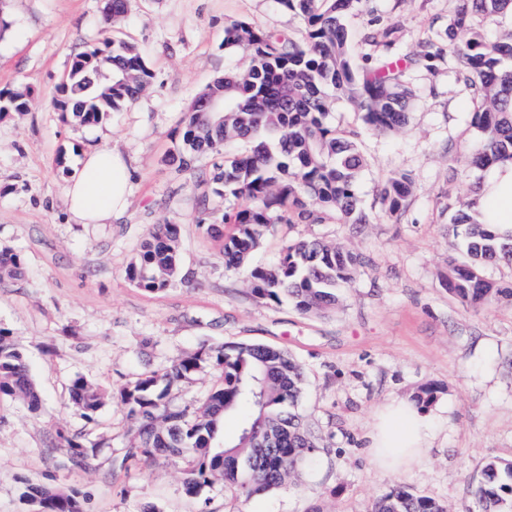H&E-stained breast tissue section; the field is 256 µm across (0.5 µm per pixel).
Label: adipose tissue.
Listing matches in <instances>:
<instances>
[{"label":"adipose tissue","mask_w":512,"mask_h":512,"mask_svg":"<svg viewBox=\"0 0 512 512\" xmlns=\"http://www.w3.org/2000/svg\"><path fill=\"white\" fill-rule=\"evenodd\" d=\"M130 172L124 157L110 148L86 152L64 187L66 210L73 224H109L128 205ZM475 209L481 223L512 231V161L498 162L483 173ZM428 419L411 402L394 399L380 411L370 448L384 469L411 467L426 446Z\"/></svg>","instance_id":"1"}]
</instances>
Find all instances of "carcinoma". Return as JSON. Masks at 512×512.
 I'll list each match as a JSON object with an SVG mask.
<instances>
[{
	"label": "carcinoma",
	"mask_w": 512,
	"mask_h": 512,
	"mask_svg": "<svg viewBox=\"0 0 512 512\" xmlns=\"http://www.w3.org/2000/svg\"><path fill=\"white\" fill-rule=\"evenodd\" d=\"M362 0H279L300 15V40L261 30L245 20L226 29L224 48L249 57L246 68L226 73L194 98L166 162L179 172L194 160L215 157L199 199L202 214L210 200L232 196L242 200L224 211L233 225L224 240V264L244 268L265 234L281 223L320 224L333 213L344 224H366L355 184L364 167L356 141L330 121L336 96L351 100L372 130L390 133L407 123L412 89L409 68L431 71L450 52L460 59L462 78L480 101L473 124L480 137L469 163L484 167L512 160V30L495 38L475 27L477 15L512 13V0H458L448 20L447 41L429 40L400 65L387 58L396 28H369L362 41L382 48L354 66L345 16ZM128 12V0H103L105 21L117 25ZM152 73L134 44L106 38L77 53L65 76L63 118L83 125L99 124L121 107L139 99L150 87ZM210 98L224 101V111L204 112ZM27 89L0 91V115L29 110ZM412 194V180L398 172L379 191L383 211L397 215ZM470 199L459 203L453 223L461 227L462 259L448 261L444 286L461 304L478 307L496 297L512 298V289L484 274L490 263L512 265V232L497 233L479 222ZM180 227L157 224L142 242L127 279L149 292L168 288L180 274ZM365 264L362 254L323 240L298 241L270 267L245 268L252 294L269 304L291 301L310 315L336 309L342 288ZM25 273L23 254L0 248V282ZM208 365L221 369L222 381L195 411L175 408L172 386ZM304 371L288 352L260 343H227L199 349L170 367L144 374L118 396L135 421V440L122 463L164 455L192 458L184 483L195 494L217 482L250 498L294 484L300 470L312 464L319 445L296 412ZM69 399L89 419L103 406L99 389L83 376L74 377ZM19 401L30 410L41 397L26 357L0 328V400ZM241 414L234 442L220 443L226 416ZM70 452L64 469L87 468L101 443L86 435L58 434ZM32 512H82L79 493L31 486L24 494ZM370 512H447L444 504L398 487L376 499ZM467 512H512V460H491L475 482Z\"/></svg>",
	"instance_id": "1"
}]
</instances>
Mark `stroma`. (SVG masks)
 Segmentation results:
<instances>
[{"mask_svg": "<svg viewBox=\"0 0 512 512\" xmlns=\"http://www.w3.org/2000/svg\"><path fill=\"white\" fill-rule=\"evenodd\" d=\"M8 31L0 35V90L29 88L28 112L0 116V245L21 251L25 275L0 282V327L28 355L42 407L0 401V512H30L28 486L76 490L83 512H368L406 486L462 512L473 481L492 459L512 460V300L468 308L442 283L460 257L451 224L458 202L482 173L465 158L479 132L478 104L449 55L431 72L411 70L414 100L405 127L367 128L345 97L333 123L358 134L365 167L356 192L368 223L278 224L250 258L275 263L288 244L322 239L369 259L344 288L335 313L306 315L292 305L255 298L221 256L231 231L222 215L234 199L198 201L207 160L176 171L164 162L198 92L245 66L224 49V30L246 20L299 37L304 23L278 0H130L122 35L143 52L153 74L137 101L98 125L62 118L58 103L74 54L110 31L102 0H0ZM457 0H362L347 17L356 63L376 55L361 35L371 21L397 28L393 58L442 35ZM112 146L131 173L129 206L109 224L67 221L64 184L83 152ZM396 172L413 180L406 207L383 214L379 190ZM181 228L178 279L161 292L134 286L126 268L154 225ZM258 342L288 351L306 385L299 410L321 438L298 489L243 499L221 484L188 493L185 459L125 462L133 419L117 395L143 374L170 366L200 347ZM84 376L107 400L93 418L68 401ZM435 388L425 409L427 448L409 470L391 474L367 446L379 408ZM85 432L102 447L89 469L57 467L56 430Z\"/></svg>", "mask_w": 512, "mask_h": 512, "instance_id": "35a3bbf8", "label": "stroma"}]
</instances>
